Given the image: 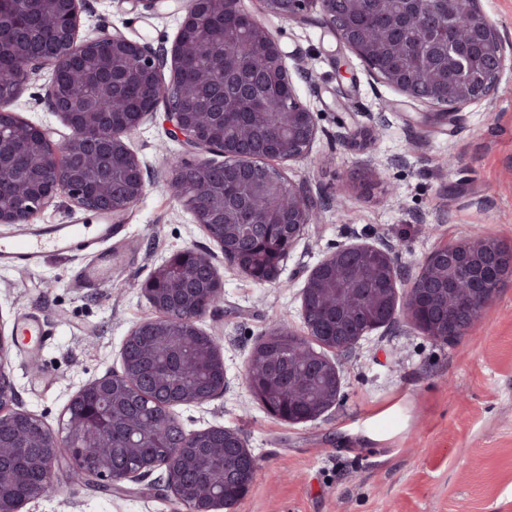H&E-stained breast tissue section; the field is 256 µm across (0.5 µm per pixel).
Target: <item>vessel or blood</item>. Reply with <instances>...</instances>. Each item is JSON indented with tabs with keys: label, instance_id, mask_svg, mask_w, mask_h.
I'll return each mask as SVG.
<instances>
[{
	"label": "vessel or blood",
	"instance_id": "vessel-or-blood-1",
	"mask_svg": "<svg viewBox=\"0 0 512 512\" xmlns=\"http://www.w3.org/2000/svg\"><path fill=\"white\" fill-rule=\"evenodd\" d=\"M83 228L78 224H55L0 241V260L14 266L28 267L49 249L66 251L81 239Z\"/></svg>",
	"mask_w": 512,
	"mask_h": 512
}]
</instances>
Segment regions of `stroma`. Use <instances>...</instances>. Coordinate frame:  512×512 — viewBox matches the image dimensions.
Wrapping results in <instances>:
<instances>
[{
    "mask_svg": "<svg viewBox=\"0 0 512 512\" xmlns=\"http://www.w3.org/2000/svg\"><path fill=\"white\" fill-rule=\"evenodd\" d=\"M243 5L287 52L288 76L317 119L305 158L272 163L318 201L317 221L305 226L276 281H254L166 187L168 159L196 168L216 155L171 136L163 115L147 117L128 144L148 187L113 239L46 253L29 269L0 266L7 329L35 316L46 330L41 344L11 350L15 408L61 432L70 397L120 369L124 337L152 317L141 284L175 251L193 247L210 255L224 281L222 302L199 327L221 346L226 385L223 395L175 412L188 432L239 431L257 457L255 477L232 512H512V275L454 340L434 341L401 318L336 356L339 396L315 420L275 416L244 378L252 350L274 324L303 333L306 278L336 247H392L408 280L440 244L479 231L512 242V0H480L506 60L490 95L451 122L351 57L319 12L284 22L264 14L261 0ZM182 17L179 0H159L149 11L131 0H85L79 36L106 26L168 49ZM52 78L47 68L26 81L12 109L61 135L60 116L44 103ZM366 171L374 179L363 192L353 180ZM105 253L112 271L102 284L75 287L77 272ZM22 512H178V504L154 474L105 493L72 484L59 468L53 490Z\"/></svg>",
    "mask_w": 512,
    "mask_h": 512,
    "instance_id": "1",
    "label": "stroma"
}]
</instances>
